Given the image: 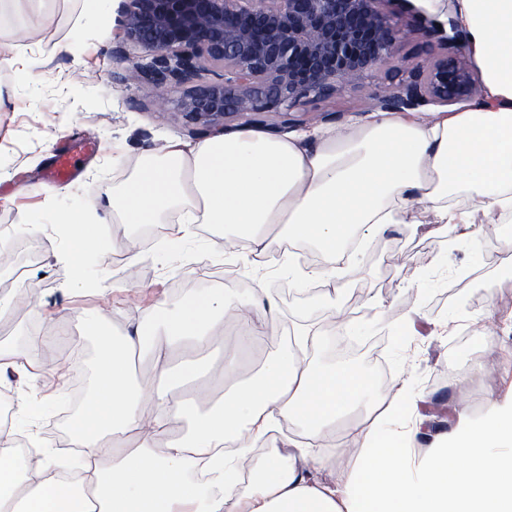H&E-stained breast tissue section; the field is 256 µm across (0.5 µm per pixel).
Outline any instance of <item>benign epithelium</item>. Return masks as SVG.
<instances>
[{"label":"benign epithelium","instance_id":"benign-epithelium-1","mask_svg":"<svg viewBox=\"0 0 512 512\" xmlns=\"http://www.w3.org/2000/svg\"><path fill=\"white\" fill-rule=\"evenodd\" d=\"M448 24L450 36L411 0H125L113 58L127 66L112 79L188 88L183 114L205 134L232 129L229 118L266 126L275 117L274 127L291 129L310 122L293 112L304 100L361 80L413 33L437 38L454 57L413 67L379 102L407 112L479 93L466 66L470 39L455 20ZM128 45L143 55L130 57Z\"/></svg>","mask_w":512,"mask_h":512}]
</instances>
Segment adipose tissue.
Returning <instances> with one entry per match:
<instances>
[{
	"instance_id": "1",
	"label": "adipose tissue",
	"mask_w": 512,
	"mask_h": 512,
	"mask_svg": "<svg viewBox=\"0 0 512 512\" xmlns=\"http://www.w3.org/2000/svg\"><path fill=\"white\" fill-rule=\"evenodd\" d=\"M457 14L483 79L468 109L369 112L281 134L239 126L189 149L174 142L113 195V214L155 224L182 211L173 247L190 225L224 224L262 249L279 224L289 239L318 245L329 261L318 275L331 285L349 242L407 223L415 206L464 231L477 210L511 217L512 0H458ZM229 306L223 292L198 293L159 310L151 329L102 345L69 419L76 460L23 452L0 431V512H512V398L488 400L479 418L457 408L454 428L441 431L416 400L373 398L350 368L300 357L306 336L245 387L225 360L233 386L210 412L196 395H145L131 355L156 362L164 345L222 343ZM359 405L352 466L340 480H315L337 418ZM283 420L306 425L319 451L302 441L271 448L261 472L242 481L251 442ZM176 422L187 425L178 436Z\"/></svg>"
}]
</instances>
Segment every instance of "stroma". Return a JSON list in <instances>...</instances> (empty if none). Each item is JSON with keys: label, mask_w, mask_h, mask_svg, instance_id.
Masks as SVG:
<instances>
[{"label": "stroma", "mask_w": 512, "mask_h": 512, "mask_svg": "<svg viewBox=\"0 0 512 512\" xmlns=\"http://www.w3.org/2000/svg\"><path fill=\"white\" fill-rule=\"evenodd\" d=\"M123 0H107L89 18L90 0H47L45 37L63 49L45 56L16 35L33 22L25 7L0 8V52L16 67L0 71V296L17 300L15 315L0 320V341L23 350L32 332L71 328L79 344L62 343L41 357L40 376L0 379V414L15 399L39 402L35 423L24 431L38 436L57 456L75 455L65 434L66 395H54L60 377L92 366L98 338L86 335L81 315H102L107 330L121 336L150 325L154 309L185 300L196 291L226 288L244 298L262 288L273 301L272 333L244 356L242 378L258 376L264 363L303 330L313 339L307 357L316 367L347 363L386 397L399 393L438 400L447 406L512 396V258L495 266L512 240V225H490L471 216L472 234L460 236L418 208L413 221L397 224L348 257L349 271L338 286L320 282L284 291L288 262L280 226L262 256L239 250L226 254L233 228L192 225L180 250L168 246L175 216L161 224H116L105 208L113 193L140 172L146 153L169 143H194L181 113L184 89L159 98L145 84L113 80L114 34ZM438 40L415 35L394 58L377 65L359 83L301 104L310 116L375 112L392 85L415 65L445 54ZM68 152L69 177H51L60 152ZM86 215L104 244L91 262L72 268L61 259L68 228L57 212ZM128 248H112L120 235ZM97 283L94 292L75 289L77 278Z\"/></svg>", "instance_id": "1"}]
</instances>
